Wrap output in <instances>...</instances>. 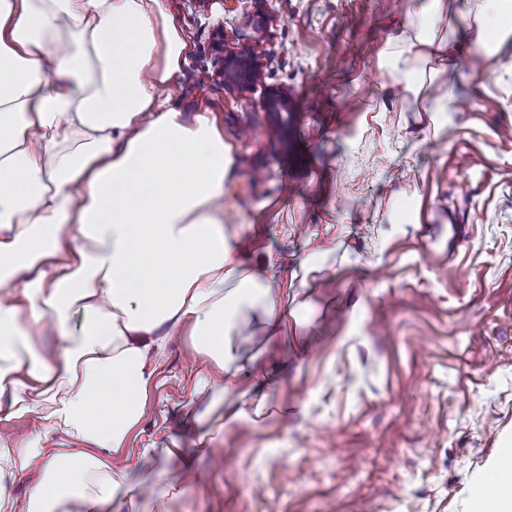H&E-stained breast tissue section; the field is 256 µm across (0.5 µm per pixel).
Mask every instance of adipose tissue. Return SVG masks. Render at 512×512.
Here are the masks:
<instances>
[{
	"label": "adipose tissue",
	"instance_id": "obj_1",
	"mask_svg": "<svg viewBox=\"0 0 512 512\" xmlns=\"http://www.w3.org/2000/svg\"><path fill=\"white\" fill-rule=\"evenodd\" d=\"M442 2L416 50L452 60ZM190 51L163 0H0V416L38 422L0 439V512H141L118 458L180 326L215 367L199 402L236 379L245 312L288 328L287 292L234 256L216 115L169 105ZM496 473L471 512H512V441Z\"/></svg>",
	"mask_w": 512,
	"mask_h": 512
}]
</instances>
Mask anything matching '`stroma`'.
<instances>
[{
  "instance_id": "35a3bbf8",
  "label": "stroma",
  "mask_w": 512,
  "mask_h": 512,
  "mask_svg": "<svg viewBox=\"0 0 512 512\" xmlns=\"http://www.w3.org/2000/svg\"><path fill=\"white\" fill-rule=\"evenodd\" d=\"M192 51L171 104L216 112L238 260L304 296L295 337L258 319L227 422L168 512H469L512 439V39L488 54L445 0L453 71L421 61L427 0H166ZM262 68L243 87L228 54ZM447 112H424L439 87ZM169 342L130 476L153 498L166 433L194 439L209 359Z\"/></svg>"
}]
</instances>
